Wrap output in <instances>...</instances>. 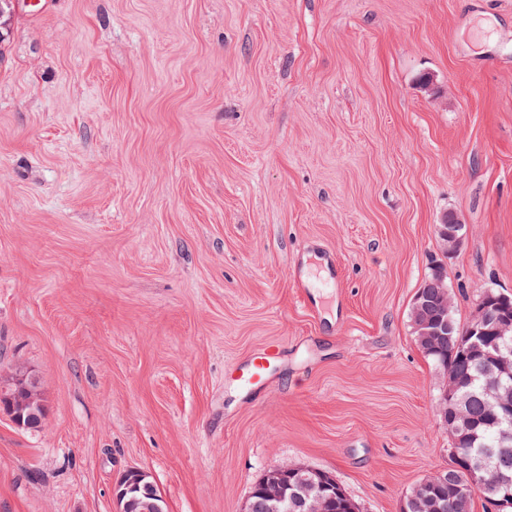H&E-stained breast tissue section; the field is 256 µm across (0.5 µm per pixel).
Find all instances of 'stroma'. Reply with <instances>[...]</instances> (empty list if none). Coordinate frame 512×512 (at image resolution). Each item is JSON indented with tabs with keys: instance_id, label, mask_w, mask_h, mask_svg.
Here are the masks:
<instances>
[{
	"instance_id": "stroma-1",
	"label": "stroma",
	"mask_w": 512,
	"mask_h": 512,
	"mask_svg": "<svg viewBox=\"0 0 512 512\" xmlns=\"http://www.w3.org/2000/svg\"><path fill=\"white\" fill-rule=\"evenodd\" d=\"M8 29L0 379L23 363L46 415L0 409V512H116L131 468L168 512H244L286 463L399 512L447 470L410 309L438 259L460 326L512 293V0H63ZM329 251L308 305L293 269ZM444 227L438 228L441 237L438 232L437 237L441 239L442 252L448 258L454 256L462 247L464 242V235L460 234L462 224L459 220H456V224H448V217L446 216L442 222ZM448 224V227L446 226ZM281 360L278 349L270 347L259 353L239 369V389L246 395L259 390L266 382L270 370Z\"/></svg>"
}]
</instances>
